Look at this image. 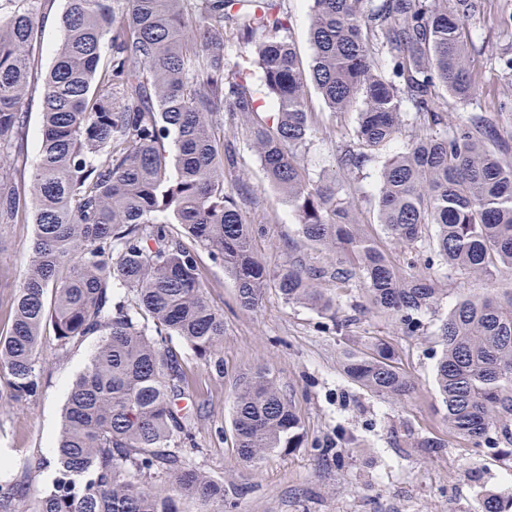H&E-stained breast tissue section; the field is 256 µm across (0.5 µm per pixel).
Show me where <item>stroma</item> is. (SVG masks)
Listing matches in <instances>:
<instances>
[{"instance_id":"1","label":"stroma","mask_w":512,"mask_h":512,"mask_svg":"<svg viewBox=\"0 0 512 512\" xmlns=\"http://www.w3.org/2000/svg\"><path fill=\"white\" fill-rule=\"evenodd\" d=\"M500 0H489L487 11L471 21L470 57L482 75L475 101L512 96V84L492 62L512 37L501 32ZM65 0H40L38 37L32 53V76L24 102L26 135L21 149L6 164L9 179L28 181L38 162L41 101L44 79L62 39L59 18ZM314 129L298 162L310 177L335 184L349 196L366 232L393 258L401 260L405 275H425L423 264L407 265L404 252L384 234L375 199L381 164L351 173L338 163L340 146L352 138L356 113L333 115L315 88L305 92ZM239 116L222 112L217 130L235 153L234 167L225 169L224 183L233 189L245 184L249 195L242 208L258 232L257 256L270 265L287 262L289 255L310 251L295 214L285 197L268 186L260 159L243 137L232 136ZM31 221L0 224V336L12 324V302L23 281L31 255ZM199 269L212 305L224 314V340L214 363L196 359L182 349L187 382L201 416L194 434L200 448L198 464L218 479L244 486L233 512H482L487 496L512 491V456H494L472 442L450 438L447 448L434 452L420 447L422 438L442 434V403L435 383L440 354L434 331L456 300L487 290L512 287V278L480 281L457 275L447 282V295L425 316V333L409 336L391 319L369 310L355 313L349 332L325 329L320 310L285 303L274 286H267L258 306L243 309L234 280L207 252L199 254ZM390 342L413 390L402 398L374 395L350 380L342 370L345 352L364 349L369 338ZM98 343L91 336L60 350L52 328H45L37 360L42 368L39 394L26 402L14 401L7 372L0 371V457L9 463L12 482L24 485L25 500L17 512H32L36 497L52 479L51 469L31 471L33 455L51 456L58 436L69 388L82 373ZM268 370L278 386L294 401L302 434L298 448L275 452L259 465L243 464L235 446L232 406L242 376L255 368ZM342 449L340 461L323 460L318 451Z\"/></svg>"}]
</instances>
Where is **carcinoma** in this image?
<instances>
[{
    "label": "carcinoma",
    "instance_id": "1",
    "mask_svg": "<svg viewBox=\"0 0 512 512\" xmlns=\"http://www.w3.org/2000/svg\"><path fill=\"white\" fill-rule=\"evenodd\" d=\"M194 9L187 10V2ZM0 4V153L25 136L22 109L38 0ZM63 38L46 74L39 161L22 188L0 180V224L33 209L31 259L0 336L12 397L40 391L43 329L60 346L96 335L74 380L54 448L50 485L33 512H228L244 488L199 467L183 358L173 339L206 362L224 317L206 295L198 251L222 262L240 304L257 306L268 283L287 303L331 313L336 294L361 287L371 309L413 336L452 275H512V98L490 114L448 119V100L481 86L469 47L484 0H312L309 68L289 39L280 0H66ZM251 50L256 89L224 69V32ZM512 79V50L494 57ZM312 81L333 114L358 109L354 145L338 157L360 172L410 126L406 149L381 169L378 222L429 273L407 278L351 216L349 197L297 163L313 130L304 89ZM276 115L259 116V95ZM247 117L269 185L286 194L303 237L323 250L270 270L252 251L258 229L224 186V146L212 117ZM438 391L448 433L492 455L512 438V290L466 296L435 333ZM344 373L367 391L398 398L410 384L384 340L347 356ZM239 459L255 464L294 448L300 421L264 369L243 378L233 407ZM27 497L0 481V507ZM484 512H512V492Z\"/></svg>",
    "mask_w": 512,
    "mask_h": 512
}]
</instances>
